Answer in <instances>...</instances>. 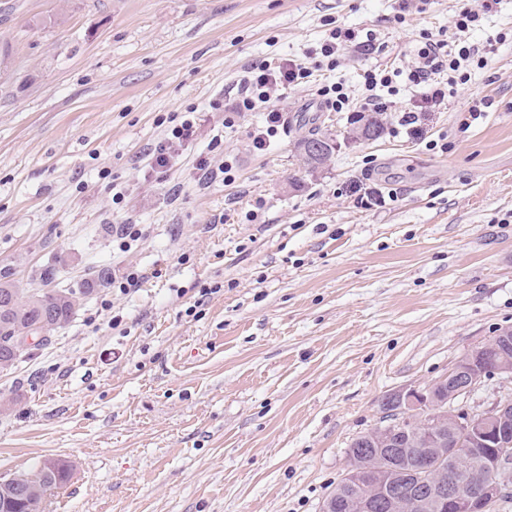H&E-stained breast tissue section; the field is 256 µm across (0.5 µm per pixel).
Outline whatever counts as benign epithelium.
Wrapping results in <instances>:
<instances>
[{
    "instance_id": "obj_1",
    "label": "benign epithelium",
    "mask_w": 512,
    "mask_h": 512,
    "mask_svg": "<svg viewBox=\"0 0 512 512\" xmlns=\"http://www.w3.org/2000/svg\"><path fill=\"white\" fill-rule=\"evenodd\" d=\"M512 341V330H505L470 349L448 374L422 389L396 390L386 396L395 413L394 424L378 432H367L353 440L362 447L372 444L396 455L400 450L396 435H419L425 440L423 456L433 455L460 464L473 455L471 442L491 439L494 450L483 469H471L447 483L431 485L414 472L369 465L350 466L342 484L355 490L370 486L369 495H356L347 502L349 512H420L428 504L444 512H492L500 497L512 492V435L505 423L512 418V397L495 398L482 409L455 412L449 403L466 397L484 382L478 362L482 353L500 349Z\"/></svg>"
}]
</instances>
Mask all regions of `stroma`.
Listing matches in <instances>:
<instances>
[{"label": "stroma", "instance_id": "35a3bbf8", "mask_svg": "<svg viewBox=\"0 0 512 512\" xmlns=\"http://www.w3.org/2000/svg\"><path fill=\"white\" fill-rule=\"evenodd\" d=\"M458 6L398 22L394 0H0V271L32 290L47 267L63 289L103 268L161 272L81 298L0 371V476L66 462L41 512H321L388 393L512 329V40H495L512 0L469 36L491 46L486 67L418 134L397 125L418 99L402 75L375 140L347 139V113L313 94L342 81L361 97L362 71L407 69L421 33L454 42ZM328 20L377 48L289 90L268 150L251 146V112L205 122L177 168L148 174L160 118L229 96L255 61L305 59ZM314 129L336 142L319 169L295 157ZM216 137L235 179L206 186L195 159ZM358 186L394 198L367 209ZM128 217L144 235L122 252L112 228Z\"/></svg>", "mask_w": 512, "mask_h": 512}]
</instances>
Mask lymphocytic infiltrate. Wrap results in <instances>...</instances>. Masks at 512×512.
Returning a JSON list of instances; mask_svg holds the SVG:
<instances>
[{"label": "lymphocytic infiltrate", "instance_id": "1", "mask_svg": "<svg viewBox=\"0 0 512 512\" xmlns=\"http://www.w3.org/2000/svg\"><path fill=\"white\" fill-rule=\"evenodd\" d=\"M491 8V0H461L453 20L454 28L462 35L461 40L451 47L445 41L429 37L421 42L407 73L408 81L418 88L419 99L398 119L406 131H414L419 113L446 105L449 97L455 94L459 81L464 80L468 64L486 65L485 50L468 44L464 35L479 27ZM310 76V69L294 57L256 61L236 80L237 92L232 104H225L220 98L209 102L210 117L214 123L230 128L242 113L262 112L263 120L253 129L251 138L255 150H266L272 138L287 125L278 99L288 90L306 84ZM362 79L365 93L358 100L351 98L341 82L321 85L316 94L325 107L337 112H351L356 123L361 121L363 113L392 111L394 102L384 95L385 89L393 84L392 74L370 69L363 72ZM200 128L196 107L174 113L163 138L147 150L149 169L159 174L171 171L183 151L197 139Z\"/></svg>", "mask_w": 512, "mask_h": 512}]
</instances>
